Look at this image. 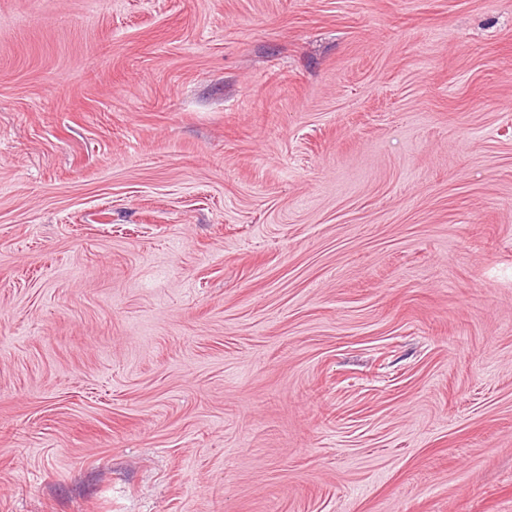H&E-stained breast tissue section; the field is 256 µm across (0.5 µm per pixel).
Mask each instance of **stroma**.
I'll list each match as a JSON object with an SVG mask.
<instances>
[{
	"mask_svg": "<svg viewBox=\"0 0 512 512\" xmlns=\"http://www.w3.org/2000/svg\"><path fill=\"white\" fill-rule=\"evenodd\" d=\"M0 512H512V0H0Z\"/></svg>",
	"mask_w": 512,
	"mask_h": 512,
	"instance_id": "1",
	"label": "stroma"
}]
</instances>
